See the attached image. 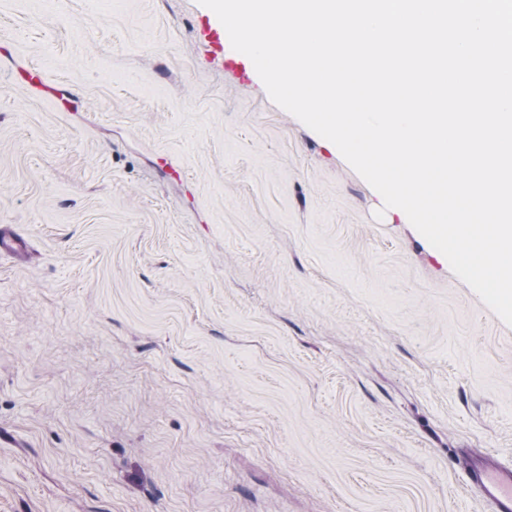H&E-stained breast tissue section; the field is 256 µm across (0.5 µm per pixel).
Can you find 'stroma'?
<instances>
[{"label":"stroma","instance_id":"1","mask_svg":"<svg viewBox=\"0 0 512 512\" xmlns=\"http://www.w3.org/2000/svg\"><path fill=\"white\" fill-rule=\"evenodd\" d=\"M206 12L0 0V512H488L512 327ZM204 33L215 51L223 57L225 68L231 70L236 76L246 75L247 71L250 69L251 60L244 54L228 50L233 48L228 33L222 23L215 25L207 19L204 26ZM27 249V240L16 234L9 225L0 226V254L20 255Z\"/></svg>","mask_w":512,"mask_h":512}]
</instances>
